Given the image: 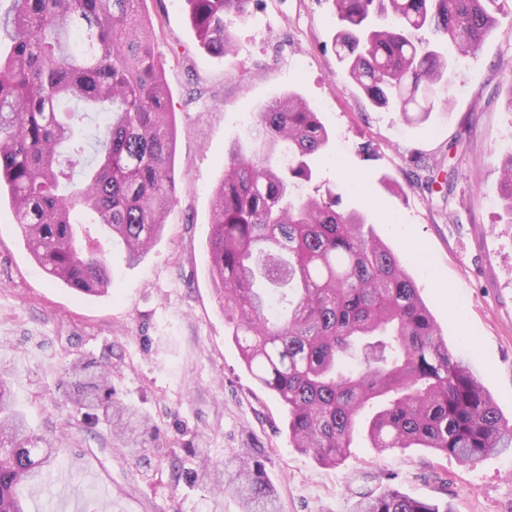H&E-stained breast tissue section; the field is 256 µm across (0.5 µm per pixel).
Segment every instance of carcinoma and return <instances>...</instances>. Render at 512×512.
<instances>
[{
  "mask_svg": "<svg viewBox=\"0 0 512 512\" xmlns=\"http://www.w3.org/2000/svg\"><path fill=\"white\" fill-rule=\"evenodd\" d=\"M143 0H12L0 14V184L44 272L84 295L109 276L91 224L108 227L131 262L164 230L174 203L176 130ZM201 45L224 55L228 21L254 0H186ZM340 21L336 61L373 103L407 122L427 118L449 80L448 44L476 56L512 0H331ZM103 119L87 153L86 124ZM231 145L214 190L209 263L233 337L256 379L288 410L294 448L336 465L363 432L379 451L428 448L467 464L512 448V422L455 352L395 252L342 195L295 194L328 142L297 92L268 102ZM497 193L512 216V153ZM81 180L74 182L75 175ZM69 401L124 448L153 428L116 398L112 380L80 358ZM172 455L174 479L228 494L241 512H280L262 461ZM9 403L0 372V512H24L16 489L47 465ZM353 512H453L398 489L364 494Z\"/></svg>",
  "mask_w": 512,
  "mask_h": 512,
  "instance_id": "carcinoma-1",
  "label": "carcinoma"
}]
</instances>
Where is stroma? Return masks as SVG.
<instances>
[{
	"label": "stroma",
	"mask_w": 512,
	"mask_h": 512,
	"mask_svg": "<svg viewBox=\"0 0 512 512\" xmlns=\"http://www.w3.org/2000/svg\"><path fill=\"white\" fill-rule=\"evenodd\" d=\"M176 125V193L167 224L136 265L105 244L108 294L81 295L31 257L0 196V356L31 435L56 462L19 493L28 512H210L202 490L170 480L167 452L199 444L223 460L248 450L276 487L282 512H351L393 487L453 512H512V450L472 464L424 448L380 452L357 443L336 466L293 448L287 413L242 361L208 272L213 189L229 147L258 110L288 90L316 109L330 140L307 191L342 189L413 277L451 350L477 372L512 421V224L499 203V158L512 151V13L478 56H458L451 104L407 124L373 104L336 62L329 0H260L232 20L236 47L207 53L185 0H143ZM458 170L453 188L443 180ZM434 172L432 190L417 180ZM112 375L116 396L158 428L132 455L68 402V365ZM108 483L103 494L97 480Z\"/></svg>",
	"instance_id": "1"
}]
</instances>
